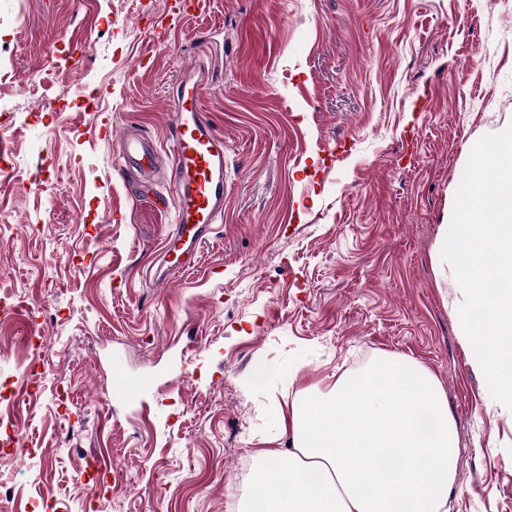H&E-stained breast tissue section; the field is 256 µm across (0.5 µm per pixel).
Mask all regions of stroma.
<instances>
[{
    "mask_svg": "<svg viewBox=\"0 0 512 512\" xmlns=\"http://www.w3.org/2000/svg\"><path fill=\"white\" fill-rule=\"evenodd\" d=\"M168 2L0 0V225L42 227L0 234L25 301L0 311V382L39 370L32 452L0 453L9 512H238L298 393L382 354L442 388L448 512H512V412L434 262L475 142L512 125V0H204L159 44ZM197 60L228 189L181 267L159 253L167 93ZM126 131L156 141L153 171L119 167ZM117 366L149 390L113 397Z\"/></svg>",
    "mask_w": 512,
    "mask_h": 512,
    "instance_id": "1",
    "label": "stroma"
}]
</instances>
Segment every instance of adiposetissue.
<instances>
[{
	"mask_svg": "<svg viewBox=\"0 0 512 512\" xmlns=\"http://www.w3.org/2000/svg\"><path fill=\"white\" fill-rule=\"evenodd\" d=\"M280 430L294 448L259 462L240 512H448L454 423L435 376L408 356L302 391Z\"/></svg>",
	"mask_w": 512,
	"mask_h": 512,
	"instance_id": "1",
	"label": "adipose tissue"
}]
</instances>
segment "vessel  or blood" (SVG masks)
Instances as JSON below:
<instances>
[{"instance_id":"1","label":"vessel or blood","mask_w":512,"mask_h":512,"mask_svg":"<svg viewBox=\"0 0 512 512\" xmlns=\"http://www.w3.org/2000/svg\"><path fill=\"white\" fill-rule=\"evenodd\" d=\"M208 83L209 71L200 62L183 71L172 87L169 158L176 234L168 254L179 263L191 262L207 227L224 212V137L203 109ZM119 156L123 167L141 169L153 164L155 149L128 133L120 140ZM148 386L147 379L119 368L113 372V387L121 398H134Z\"/></svg>"}]
</instances>
